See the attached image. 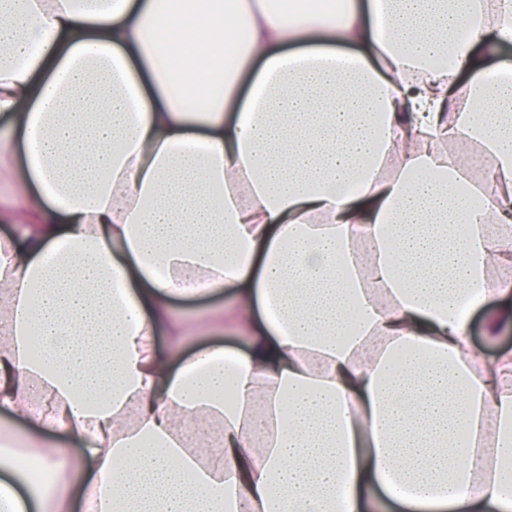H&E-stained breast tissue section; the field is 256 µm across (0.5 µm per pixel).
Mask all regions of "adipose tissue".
<instances>
[{
    "label": "adipose tissue",
    "instance_id": "1",
    "mask_svg": "<svg viewBox=\"0 0 512 512\" xmlns=\"http://www.w3.org/2000/svg\"><path fill=\"white\" fill-rule=\"evenodd\" d=\"M481 8L0 0V410L91 456L0 512H512L476 448H512V352L469 338L491 296L512 329V0Z\"/></svg>",
    "mask_w": 512,
    "mask_h": 512
}]
</instances>
